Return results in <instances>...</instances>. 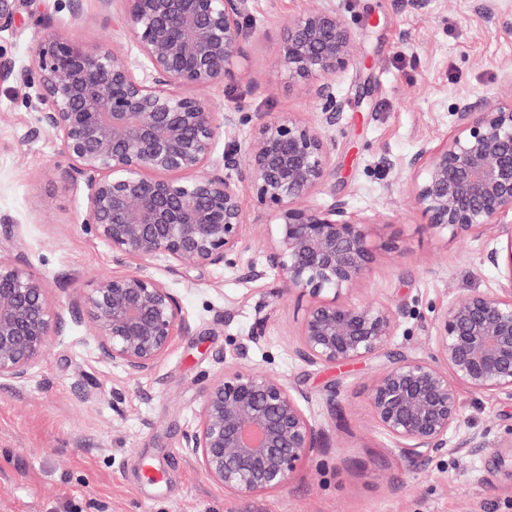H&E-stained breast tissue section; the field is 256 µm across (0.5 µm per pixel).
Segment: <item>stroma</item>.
Listing matches in <instances>:
<instances>
[{"instance_id":"1","label":"stroma","mask_w":512,"mask_h":512,"mask_svg":"<svg viewBox=\"0 0 512 512\" xmlns=\"http://www.w3.org/2000/svg\"><path fill=\"white\" fill-rule=\"evenodd\" d=\"M307 4L255 0L238 72L204 90L218 109L248 114L240 138L283 113L316 121L307 87L278 67L284 26ZM336 9L357 51L334 76L344 106L328 128L330 174L310 202L345 201L399 243L400 253H377L351 298L406 310L389 355L346 368L302 361L303 303L276 296L271 279L248 278V261L275 242L276 218L247 193L237 267L172 275L161 261L142 266L172 289L192 332L150 373L128 377L94 340L82 302L96 277L139 266L113 262L88 233L59 138L35 130L38 81L0 83V213L15 220L17 249L45 279L61 321L28 377L0 385V512H512V399L461 389L462 429L484 432L485 451L415 463L378 428L366 397L389 357L430 354L434 320L451 298L496 286L490 242L450 237L414 206L408 161L421 143L452 138L461 102H512V0H336ZM122 10L121 0H22L16 29L0 33V58L32 68L49 35L89 52H133ZM260 318L265 335L247 363L302 395L325 429L324 451L283 489L239 497L203 474L182 434ZM152 468L165 471L163 482Z\"/></svg>"}]
</instances>
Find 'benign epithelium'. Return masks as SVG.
<instances>
[{
  "label": "benign epithelium",
  "instance_id": "benign-epithelium-1",
  "mask_svg": "<svg viewBox=\"0 0 512 512\" xmlns=\"http://www.w3.org/2000/svg\"><path fill=\"white\" fill-rule=\"evenodd\" d=\"M20 0H0V31L16 24ZM120 27L135 53H95L53 37L35 58L42 88L38 129L61 138L70 176L83 186L90 232L130 260L184 268L238 265L245 224L242 195L276 212V241L248 277L269 276L281 296L307 304L298 355L310 365H343L388 351L400 311L346 300L365 279L377 249L374 223L344 201L312 205L326 180L331 149L325 124L340 111L333 77L356 45L334 0L291 17L279 48L290 83L309 87L319 124L286 113L238 140L248 117L219 112L182 92L235 75L256 25L252 0H123ZM27 71L0 61V81ZM457 132L423 143L409 159L411 197L427 223L452 237L480 240L512 223V102H465ZM233 147L218 150L222 139ZM17 240L0 215V251ZM497 272L490 291L459 295L434 322L433 352L400 357L367 388L374 422L412 461L485 450V434H459L460 388L512 398V231L487 253ZM100 349L136 377L149 373L191 326L176 295L138 269L100 276L83 297ZM59 333L44 279L21 257L0 259V384L24 380ZM321 428L301 397L274 375L244 363L209 385L182 447L206 477L241 496L288 485L323 452Z\"/></svg>",
  "mask_w": 512,
  "mask_h": 512
}]
</instances>
